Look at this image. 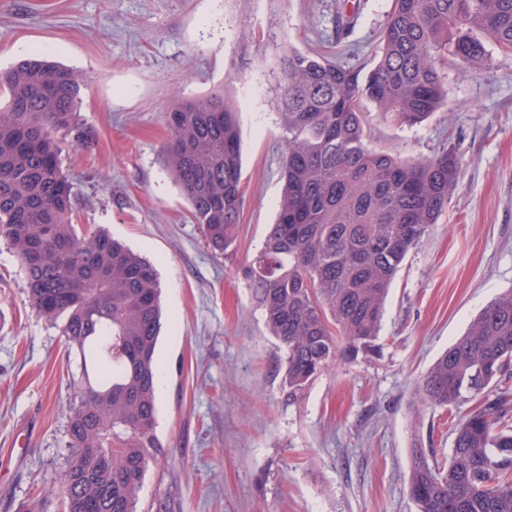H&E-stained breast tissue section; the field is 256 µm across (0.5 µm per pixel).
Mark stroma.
Segmentation results:
<instances>
[{"label": "stroma", "mask_w": 512, "mask_h": 512, "mask_svg": "<svg viewBox=\"0 0 512 512\" xmlns=\"http://www.w3.org/2000/svg\"><path fill=\"white\" fill-rule=\"evenodd\" d=\"M392 0H0V72L33 53L86 74L82 138L58 133L75 221L152 261L162 288V452L137 512H415L410 453L445 462L448 413L416 382L481 311L512 291V56L442 69L448 106L401 126L370 113L369 142L403 158L454 149L448 204L408 255L375 348L339 361L298 401L244 267L283 189L276 89L291 47L369 71ZM354 16L337 40L340 16ZM230 90L242 138L236 243L208 247L162 161L174 96ZM76 356L27 295L0 240V512L56 485L68 455Z\"/></svg>", "instance_id": "35a3bbf8"}]
</instances>
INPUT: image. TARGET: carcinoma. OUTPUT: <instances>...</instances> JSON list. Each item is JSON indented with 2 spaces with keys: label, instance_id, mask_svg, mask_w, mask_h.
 <instances>
[{
  "label": "carcinoma",
  "instance_id": "carcinoma-1",
  "mask_svg": "<svg viewBox=\"0 0 512 512\" xmlns=\"http://www.w3.org/2000/svg\"><path fill=\"white\" fill-rule=\"evenodd\" d=\"M366 74L320 54L280 59L283 194L246 268L266 327L285 349L288 401L379 339L389 288L448 204L459 159L402 160L367 143L369 102L400 125L447 106V62L512 54V0H393ZM88 78L38 55L0 73V238L20 261L31 306L80 359L70 406L64 512H136L157 461L160 282L155 266L107 232L73 224L56 133L74 128ZM163 150L202 228L224 253L243 207L241 134L223 95L181 98ZM512 293L488 305L420 378L425 404L478 400L453 425L448 461L412 449L416 512H512Z\"/></svg>",
  "mask_w": 512,
  "mask_h": 512
}]
</instances>
